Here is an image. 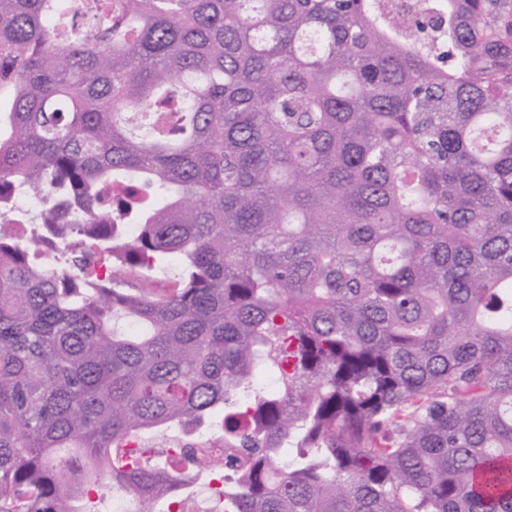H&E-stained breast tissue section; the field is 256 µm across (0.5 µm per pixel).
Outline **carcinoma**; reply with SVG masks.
Instances as JSON below:
<instances>
[{"label":"carcinoma","instance_id":"carcinoma-1","mask_svg":"<svg viewBox=\"0 0 512 512\" xmlns=\"http://www.w3.org/2000/svg\"><path fill=\"white\" fill-rule=\"evenodd\" d=\"M1 103L0 512L220 413L218 512H512V0H0Z\"/></svg>","mask_w":512,"mask_h":512}]
</instances>
